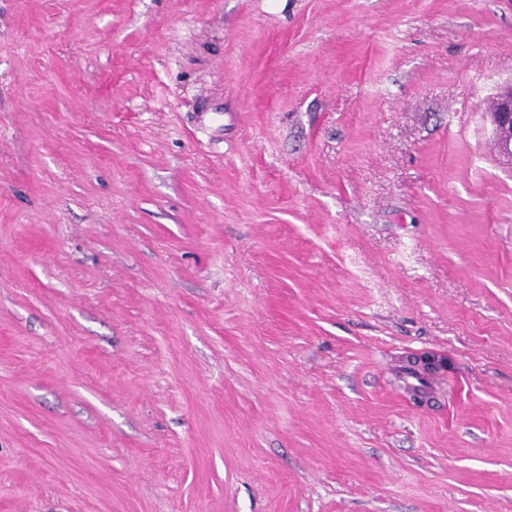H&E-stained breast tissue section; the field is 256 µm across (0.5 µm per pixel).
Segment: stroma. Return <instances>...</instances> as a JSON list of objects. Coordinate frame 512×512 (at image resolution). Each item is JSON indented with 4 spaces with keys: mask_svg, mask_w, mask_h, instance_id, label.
Instances as JSON below:
<instances>
[{
    "mask_svg": "<svg viewBox=\"0 0 512 512\" xmlns=\"http://www.w3.org/2000/svg\"><path fill=\"white\" fill-rule=\"evenodd\" d=\"M511 83L512 0H0V512H512ZM492 119L493 131L500 144V153L512 163V84L498 95Z\"/></svg>",
    "mask_w": 512,
    "mask_h": 512,
    "instance_id": "35a3bbf8",
    "label": "stroma"
}]
</instances>
